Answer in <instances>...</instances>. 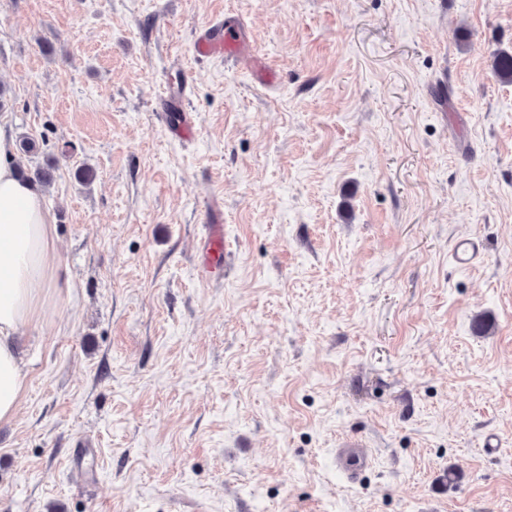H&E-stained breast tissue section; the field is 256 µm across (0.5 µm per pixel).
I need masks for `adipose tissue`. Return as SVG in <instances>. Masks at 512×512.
I'll return each mask as SVG.
<instances>
[{
	"label": "adipose tissue",
	"instance_id": "ef3b65f1",
	"mask_svg": "<svg viewBox=\"0 0 512 512\" xmlns=\"http://www.w3.org/2000/svg\"><path fill=\"white\" fill-rule=\"evenodd\" d=\"M54 222L39 188L19 175L12 131L0 122V421L15 416L25 388L18 342L49 280Z\"/></svg>",
	"mask_w": 512,
	"mask_h": 512
}]
</instances>
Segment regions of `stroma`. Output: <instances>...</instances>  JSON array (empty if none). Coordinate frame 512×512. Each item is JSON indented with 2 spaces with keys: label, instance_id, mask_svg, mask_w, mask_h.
I'll use <instances>...</instances> for the list:
<instances>
[{
  "label": "stroma",
  "instance_id": "1",
  "mask_svg": "<svg viewBox=\"0 0 512 512\" xmlns=\"http://www.w3.org/2000/svg\"><path fill=\"white\" fill-rule=\"evenodd\" d=\"M219 16L267 83L194 55ZM499 50L512 0H0V115L52 174L58 248L0 512H512ZM183 75L187 139L155 112ZM462 236L486 253L468 269ZM348 435L373 458L354 482ZM483 250L477 239L469 236L459 238L452 249V261L456 267H472L482 258Z\"/></svg>",
  "mask_w": 512,
  "mask_h": 512
}]
</instances>
